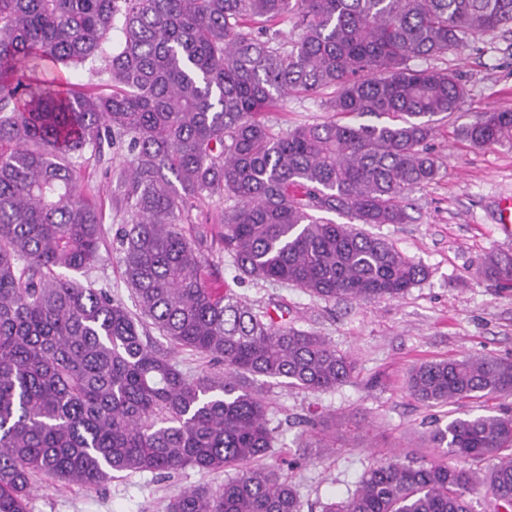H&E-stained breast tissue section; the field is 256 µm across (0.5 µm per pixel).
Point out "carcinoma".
Returning <instances> with one entry per match:
<instances>
[{
    "label": "carcinoma",
    "mask_w": 512,
    "mask_h": 512,
    "mask_svg": "<svg viewBox=\"0 0 512 512\" xmlns=\"http://www.w3.org/2000/svg\"><path fill=\"white\" fill-rule=\"evenodd\" d=\"M288 19L293 40L274 29ZM506 24L512 0H0V512H28L41 477L93 490L114 472L188 467L235 473L167 512H302L280 470L252 467L277 428L250 381L324 392L356 361L213 286L212 230L183 225L197 204L231 201L221 237L241 278L325 300L404 295L426 269L354 224L404 223L405 192L439 171L431 118L465 96L455 72L409 61ZM44 61L107 79L45 85L28 76ZM329 88L354 121H265L288 95ZM463 135L512 147V111L482 112ZM105 144L128 152L120 263L136 317L72 277L100 259L102 216L77 176ZM330 211L352 223L318 216ZM479 270L512 284L509 254ZM145 322L222 369L187 375L143 340ZM406 388L433 407L499 405L435 425L437 458L375 463L322 512H474L479 490L512 512V359L420 363Z\"/></svg>",
    "instance_id": "carcinoma-1"
}]
</instances>
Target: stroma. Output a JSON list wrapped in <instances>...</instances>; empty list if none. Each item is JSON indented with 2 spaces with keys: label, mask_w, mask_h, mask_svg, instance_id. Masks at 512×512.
I'll use <instances>...</instances> for the list:
<instances>
[{
  "label": "stroma",
  "mask_w": 512,
  "mask_h": 512,
  "mask_svg": "<svg viewBox=\"0 0 512 512\" xmlns=\"http://www.w3.org/2000/svg\"><path fill=\"white\" fill-rule=\"evenodd\" d=\"M415 65L455 71L466 98L457 112L434 122L429 145L439 171L433 181L408 191V221L370 224L366 230L425 266L424 281L399 299L324 300L291 285L238 278L220 242H208L205 250L215 262L212 284L257 306H280L297 327L325 336L357 362L351 382L332 391L310 392L264 377L255 383L279 427L263 463L283 467L299 489L303 512H321L325 503L346 497L376 461L428 458L424 434L431 421L444 424L484 413L480 401L432 407L411 397L405 379L413 365L464 355L512 357V290L478 272L484 256L512 254V234L496 222L499 200L512 198V148L477 147L461 135L479 113L512 111V24L475 37L461 53L419 59ZM331 96L328 90L318 96L290 95L266 118L281 130L330 121ZM126 156L123 150L103 149L83 165L78 184L101 212L105 229L101 258L84 279L130 308L134 302L117 252L128 214L113 179ZM313 419L323 422L330 447H315ZM223 482V473L187 468L169 477L120 474L93 491L43 483L34 489L28 508L165 512L181 492Z\"/></svg>",
  "instance_id": "1"
}]
</instances>
